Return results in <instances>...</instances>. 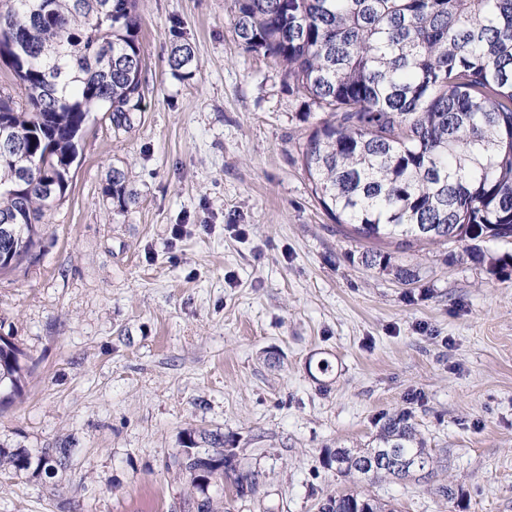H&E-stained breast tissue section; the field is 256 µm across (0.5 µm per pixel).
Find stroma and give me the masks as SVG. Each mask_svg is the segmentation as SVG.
<instances>
[{
    "label": "stroma",
    "mask_w": 512,
    "mask_h": 512,
    "mask_svg": "<svg viewBox=\"0 0 512 512\" xmlns=\"http://www.w3.org/2000/svg\"><path fill=\"white\" fill-rule=\"evenodd\" d=\"M233 10L139 0L131 129L92 113L36 259L0 274V336L28 367L0 444L71 450L56 486L0 473V512H183L165 464L192 427L263 475L247 497L210 488L233 512H318L354 486L327 450L396 411L447 463L373 494L400 512H512V267L488 264L512 245L481 241L480 261L455 244L394 251L420 271L410 285L366 268L374 241L335 223L303 170L302 100L239 44ZM183 42L188 73L169 63Z\"/></svg>",
    "instance_id": "stroma-1"
}]
</instances>
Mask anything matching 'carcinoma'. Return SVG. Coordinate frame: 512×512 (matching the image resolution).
I'll return each mask as SVG.
<instances>
[{
	"label": "carcinoma",
	"instance_id": "cac0c4a2",
	"mask_svg": "<svg viewBox=\"0 0 512 512\" xmlns=\"http://www.w3.org/2000/svg\"><path fill=\"white\" fill-rule=\"evenodd\" d=\"M0 10V60L25 103L0 96L19 153L0 154V273L32 256L46 213L65 197L78 141L91 112L112 109L128 130L144 83L137 0H7ZM233 31L249 52L277 61L304 99L300 119L324 114L300 144L320 203L358 235L423 243L512 240V0H234ZM19 38L20 49L4 52ZM190 45L170 65L193 63ZM112 197L132 198L112 171ZM369 269H391L404 284L420 272L381 251ZM25 354L0 336V406L24 394ZM400 459L362 470L373 455ZM68 448L0 447V472L30 481L65 472ZM439 463L407 412L386 415L363 448H337L324 465L359 483L429 475ZM205 512H229L208 494L233 478L255 493L262 475L240 469L224 435L189 429L173 456ZM319 512H398L358 487L327 497Z\"/></svg>",
	"mask_w": 512,
	"mask_h": 512
}]
</instances>
